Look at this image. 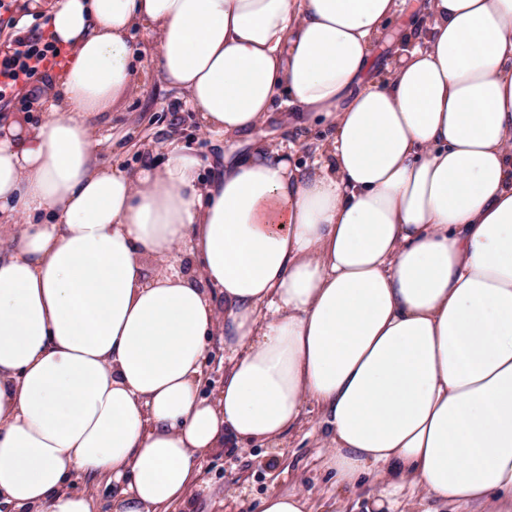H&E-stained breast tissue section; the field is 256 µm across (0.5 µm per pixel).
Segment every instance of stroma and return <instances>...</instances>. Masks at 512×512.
Listing matches in <instances>:
<instances>
[{
    "instance_id": "stroma-1",
    "label": "stroma",
    "mask_w": 512,
    "mask_h": 512,
    "mask_svg": "<svg viewBox=\"0 0 512 512\" xmlns=\"http://www.w3.org/2000/svg\"><path fill=\"white\" fill-rule=\"evenodd\" d=\"M139 61L149 69V78L113 111L90 117L92 133L101 141L102 163L118 162L134 171L144 163L161 162L168 145L175 143L201 160V174L207 180L222 167L231 144L263 141L292 146V162L303 169L310 166L315 146L329 133L325 124L312 118L302 126L289 124L282 110L247 136L224 140L206 131L183 95L154 73L150 56L141 52ZM328 454L322 413L316 405L306 404L300 423L277 444L255 442L205 454L198 462L199 486L173 512H258L261 499L272 491L302 494L311 512H363L377 483L366 478L356 490H338L334 473L326 466Z\"/></svg>"
}]
</instances>
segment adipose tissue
Masks as SVG:
<instances>
[{"instance_id":"ef3b65f1","label":"adipose tissue","mask_w":512,"mask_h":512,"mask_svg":"<svg viewBox=\"0 0 512 512\" xmlns=\"http://www.w3.org/2000/svg\"><path fill=\"white\" fill-rule=\"evenodd\" d=\"M22 2L73 56L39 122L0 125V502L97 512L77 475L125 481L110 512H168L200 454L277 443L309 399L338 488L386 482L374 512L408 487L418 512H512V0H421L380 77L408 0ZM137 30L211 132L284 94L323 118L313 167L263 144L208 182L177 146L98 163L86 117L136 88ZM424 23L422 15L411 9L395 15L387 24V34L374 47L372 56L375 69L383 68L389 61L398 40L414 25ZM208 355L205 361L206 373L200 386L202 397L217 398L224 387V338L209 336L207 339Z\"/></svg>"}]
</instances>
